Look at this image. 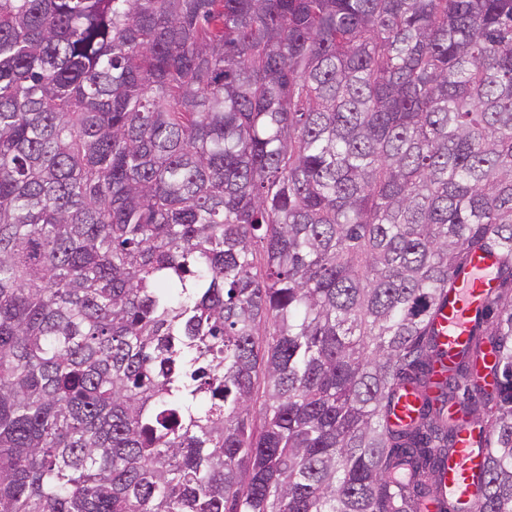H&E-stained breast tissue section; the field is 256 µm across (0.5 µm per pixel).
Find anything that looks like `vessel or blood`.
I'll return each mask as SVG.
<instances>
[{
	"label": "vessel or blood",
	"mask_w": 512,
	"mask_h": 512,
	"mask_svg": "<svg viewBox=\"0 0 512 512\" xmlns=\"http://www.w3.org/2000/svg\"><path fill=\"white\" fill-rule=\"evenodd\" d=\"M499 259L495 252L473 254L457 276L455 288L436 320L438 340L446 356L429 375L431 384H440L458 352L468 341L471 328L485 301L499 286ZM448 416L456 431V443L438 473L436 489L427 495L425 512H472L485 477L489 431L475 426L457 405H449Z\"/></svg>",
	"instance_id": "obj_1"
}]
</instances>
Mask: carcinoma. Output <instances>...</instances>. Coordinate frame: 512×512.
Instances as JSON below:
<instances>
[{
	"label": "carcinoma",
	"instance_id": "carcinoma-1",
	"mask_svg": "<svg viewBox=\"0 0 512 512\" xmlns=\"http://www.w3.org/2000/svg\"><path fill=\"white\" fill-rule=\"evenodd\" d=\"M512 0H0V512H512ZM498 263L495 252H479L469 258L457 275L456 288L448 293V302L436 320L438 340L446 356L430 372L432 385L440 384L448 376V366L467 345L474 320L484 312L486 299L498 291ZM448 417L456 443L439 470L436 489L427 494L425 512H472L484 482L489 431L475 426L455 404L448 403Z\"/></svg>",
	"mask_w": 512,
	"mask_h": 512
}]
</instances>
